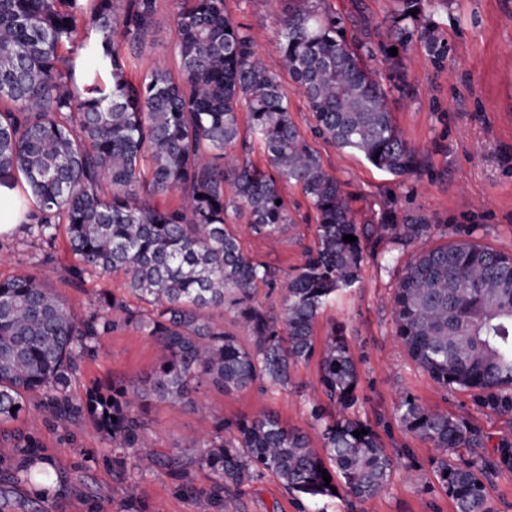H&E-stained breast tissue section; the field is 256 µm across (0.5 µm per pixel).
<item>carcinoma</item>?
<instances>
[{
	"instance_id": "carcinoma-1",
	"label": "carcinoma",
	"mask_w": 512,
	"mask_h": 512,
	"mask_svg": "<svg viewBox=\"0 0 512 512\" xmlns=\"http://www.w3.org/2000/svg\"><path fill=\"white\" fill-rule=\"evenodd\" d=\"M396 3L386 37L403 48L416 40L445 62L448 42L424 15L423 0ZM157 12L158 0H0V176L23 175L33 201L28 220L40 237L52 241L65 228L74 279L121 273L130 294L151 306L133 309L101 291L78 316L41 279L0 281V422L16 418L25 398L37 394L63 426L91 417L123 461L147 448L144 415L153 400L193 409L201 386L227 393L263 381L288 385L291 369L315 355L319 314L360 281L363 241L372 234L354 224L340 182L301 138L280 76L246 28L226 15L224 0H180L178 72L158 63L137 79L129 75ZM277 43L318 136L393 176L417 168V152L388 105L394 90L412 94L399 57L392 62L397 81L387 84L368 65L376 55L370 42L349 43L326 0H290ZM242 111L266 170L229 155ZM284 182L301 186L317 225L303 263L282 275L251 257L231 224L245 214L252 232L267 236L293 223ZM169 194L180 202L155 203ZM433 229L380 226L402 245ZM259 283L278 292L280 310L255 299ZM224 307L248 342L214 317ZM393 323L411 361L439 387L466 391L478 408L512 416V253L459 240L414 255L394 289ZM129 326L159 344L154 372L73 397L68 387L78 362L100 337ZM358 382L353 352L335 328L321 353L319 384L338 414L319 403L310 411L323 452L271 412L221 420L212 438L193 440L212 484L195 487L173 457L168 465L180 489L197 512H221L229 488L267 472L310 499L334 489L359 502L381 494L395 462L373 427L348 415ZM396 413L437 452L434 474L455 512H492L487 484L512 473V436L489 451L480 427L408 393ZM361 429L367 434L355 437Z\"/></svg>"
}]
</instances>
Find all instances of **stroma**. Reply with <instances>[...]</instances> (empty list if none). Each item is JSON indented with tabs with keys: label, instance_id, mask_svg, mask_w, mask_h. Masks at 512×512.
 Listing matches in <instances>:
<instances>
[{
	"label": "stroma",
	"instance_id": "obj_1",
	"mask_svg": "<svg viewBox=\"0 0 512 512\" xmlns=\"http://www.w3.org/2000/svg\"><path fill=\"white\" fill-rule=\"evenodd\" d=\"M344 19L349 41L380 43L391 24L394 0H329ZM288 0H225L231 19L244 26L272 70H279L276 32ZM178 0H159L156 24L137 62L146 70L172 62L174 16ZM438 32L448 42V58L436 65L419 43L400 54L412 87L408 96L393 94L389 106L395 122L415 147L420 164L409 175L395 177L372 167L362 155L336 148L314 135L302 93L288 90L294 122L325 169L336 176L350 199L356 224H433L430 237L399 246L389 237L367 241L361 280L337 293L316 324V342L325 345L332 328H342L359 372L357 403L351 414L369 422L397 463L388 489L350 507L345 498L314 502L295 497L278 478L265 473L258 480L231 489L227 512H454L437 484L432 446L407 432L395 413L400 394L409 393L425 406L469 419L492 438L512 431V418L476 407L470 394L443 390L417 369L397 340L391 316L395 285L405 261L444 239L465 238L512 253V0H448L447 6L425 5ZM293 218L280 232L255 235L247 219L236 230L255 259L281 270L302 263L315 240L316 219L298 185L283 186ZM74 258L64 238L48 243L32 225H20L0 238V280L22 273L46 280L75 312H88L100 290L120 292V276L89 273L73 284ZM158 345L135 328L102 337L94 356L83 359L70 391L85 396L91 388L115 380L145 379L157 367ZM317 359L298 363L288 386L256 383L242 392L224 393L209 386L195 395L197 410L178 404L153 403L145 417L144 437L155 452L146 464L117 463L118 451L89 417L71 427L59 424L30 397L11 421L0 423V487L12 502L32 494L33 482L18 478L23 459L15 443L34 439L31 454L49 471L50 512H195L193 500L166 467L165 456L179 455L196 487H208L210 472L199 466L193 438L212 437L219 420L231 421L268 410L291 428L307 432L320 445L310 416L313 402L323 401ZM415 465L419 480L408 479L406 465Z\"/></svg>",
	"mask_w": 512,
	"mask_h": 512
}]
</instances>
